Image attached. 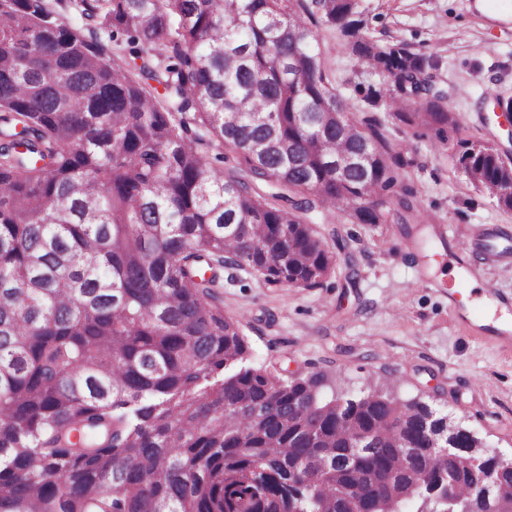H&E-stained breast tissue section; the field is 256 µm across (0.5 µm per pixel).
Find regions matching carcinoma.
I'll list each match as a JSON object with an SVG mask.
<instances>
[{
    "label": "carcinoma",
    "instance_id": "obj_1",
    "mask_svg": "<svg viewBox=\"0 0 512 512\" xmlns=\"http://www.w3.org/2000/svg\"><path fill=\"white\" fill-rule=\"evenodd\" d=\"M364 25L357 0H0V512H448L440 499L472 496L467 455L430 451L446 417L248 365L216 304L229 263L321 285L336 258L319 212L421 214L382 195L412 161L375 113L458 118L435 55ZM322 26L380 77L358 110ZM460 146L471 186L512 211V164Z\"/></svg>",
    "mask_w": 512,
    "mask_h": 512
}]
</instances>
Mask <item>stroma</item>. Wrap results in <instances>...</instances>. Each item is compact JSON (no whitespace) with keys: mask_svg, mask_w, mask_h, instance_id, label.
<instances>
[{"mask_svg":"<svg viewBox=\"0 0 512 512\" xmlns=\"http://www.w3.org/2000/svg\"><path fill=\"white\" fill-rule=\"evenodd\" d=\"M364 32L441 60L436 81L458 113L444 137L381 114L385 135L414 166L397 188H411L429 224H323L336 272L318 288L273 287L257 275L224 272V314L239 320L254 366L289 375L324 374L327 391L351 394L380 383L402 399L432 404L482 439L512 452V340L491 324L483 299L467 319L448 300V251L468 247V283L493 280L512 301V212L476 192L459 163L458 142L512 151V132L495 115L512 97V0H359ZM320 44L336 89L362 107L359 86L379 77L324 27Z\"/></svg>","mask_w":512,"mask_h":512,"instance_id":"35a3bbf8","label":"stroma"}]
</instances>
